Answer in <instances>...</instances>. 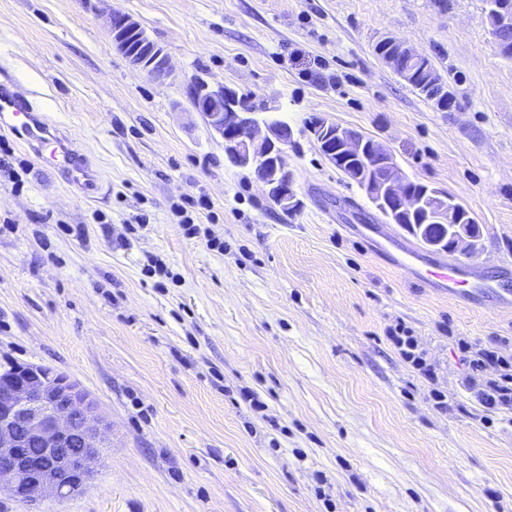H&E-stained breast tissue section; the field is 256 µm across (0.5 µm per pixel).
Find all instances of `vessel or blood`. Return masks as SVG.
<instances>
[{
	"instance_id": "vessel-or-blood-1",
	"label": "vessel or blood",
	"mask_w": 512,
	"mask_h": 512,
	"mask_svg": "<svg viewBox=\"0 0 512 512\" xmlns=\"http://www.w3.org/2000/svg\"><path fill=\"white\" fill-rule=\"evenodd\" d=\"M0 128L10 130L35 154H48L51 164L60 166L71 184L86 190L94 188V176L74 145L66 137L53 133L45 115L35 109L32 101L6 83H0ZM425 281L447 290L454 299L489 291L478 272H471L469 279H462L459 267L447 261L427 273Z\"/></svg>"
}]
</instances>
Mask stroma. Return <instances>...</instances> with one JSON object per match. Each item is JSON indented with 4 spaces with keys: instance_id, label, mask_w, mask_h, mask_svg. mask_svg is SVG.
<instances>
[{
    "instance_id": "obj_1",
    "label": "stroma",
    "mask_w": 512,
    "mask_h": 512,
    "mask_svg": "<svg viewBox=\"0 0 512 512\" xmlns=\"http://www.w3.org/2000/svg\"><path fill=\"white\" fill-rule=\"evenodd\" d=\"M112 10L163 49L165 75L113 46ZM385 36L431 58L451 110L382 62ZM197 76L300 133L319 113L382 141L481 225L458 266L512 294V59L486 0H0V82L102 176L85 193L0 131V370L64 372L112 423L93 482L43 512H512V410L478 404L456 346L512 338V307L421 281L440 254L388 263L408 234L302 134L303 207L274 206L187 101ZM188 197L210 204L195 234L172 211ZM398 324L447 411L389 341Z\"/></svg>"
}]
</instances>
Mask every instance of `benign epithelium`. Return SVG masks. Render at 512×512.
I'll return each mask as SVG.
<instances>
[{
    "mask_svg": "<svg viewBox=\"0 0 512 512\" xmlns=\"http://www.w3.org/2000/svg\"><path fill=\"white\" fill-rule=\"evenodd\" d=\"M496 32H512V5H494ZM112 42L132 64L152 75H163L168 60L140 23L120 11L108 14ZM382 60L402 75V65L420 53L385 38ZM185 95L203 115L209 128L224 141V155L234 167L251 172L266 197L284 209L301 207L288 166V148L296 145L289 125H276L261 112L248 109L227 86H213L201 77L187 84ZM304 133L332 165L355 160L356 181L375 207L383 212L419 216L406 230L424 237L430 227L458 228L455 254L468 257L480 243L472 237L474 217L448 193L436 187L418 194L401 171L391 150L380 140L342 127L321 114L311 115ZM111 424L99 413L91 396L68 375L45 365L14 363L0 372V500L7 498L23 512H42L41 503L63 501L84 491L94 479L101 449L108 447Z\"/></svg>",
    "mask_w": 512,
    "mask_h": 512,
    "instance_id": "benign-epithelium-1",
    "label": "benign epithelium"
}]
</instances>
